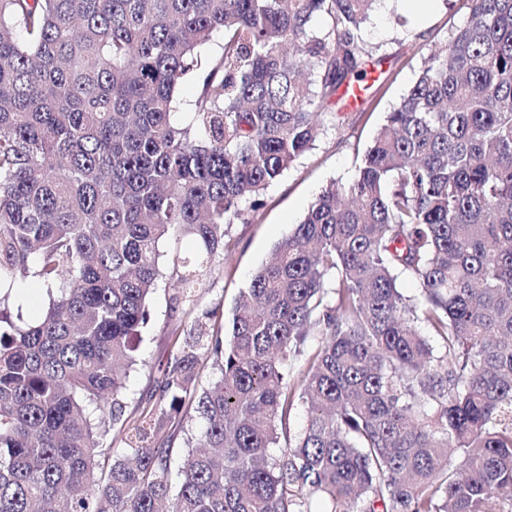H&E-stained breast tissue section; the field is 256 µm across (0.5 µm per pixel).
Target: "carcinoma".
Instances as JSON below:
<instances>
[{"mask_svg": "<svg viewBox=\"0 0 512 512\" xmlns=\"http://www.w3.org/2000/svg\"><path fill=\"white\" fill-rule=\"evenodd\" d=\"M375 2L0 0V512L512 505V0H469L354 184L320 194L229 321L196 311L229 226L364 77ZM174 236L193 245L165 265ZM165 280L190 328L128 415ZM21 284L42 296L28 320ZM204 358L220 376L200 391Z\"/></svg>", "mask_w": 512, "mask_h": 512, "instance_id": "1", "label": "carcinoma"}]
</instances>
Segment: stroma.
<instances>
[{"label":"stroma","instance_id":"obj_1","mask_svg":"<svg viewBox=\"0 0 512 512\" xmlns=\"http://www.w3.org/2000/svg\"><path fill=\"white\" fill-rule=\"evenodd\" d=\"M468 17V0H432L423 15L412 13L401 0H379L363 35L369 44L381 46L385 60L378 66L368 65L356 106L337 113L335 124L327 126L314 148L268 187L254 221L231 225L229 232L237 247L223 272L210 278L199 309L217 306L231 314L253 272L270 259L275 246L288 237L322 191L356 180L367 148L388 112L418 77L429 49L443 45L450 31L464 25ZM169 315L164 293H157L153 327L142 347L145 364L129 378L128 404H135L149 389L160 361L175 352L164 328Z\"/></svg>","mask_w":512,"mask_h":512}]
</instances>
